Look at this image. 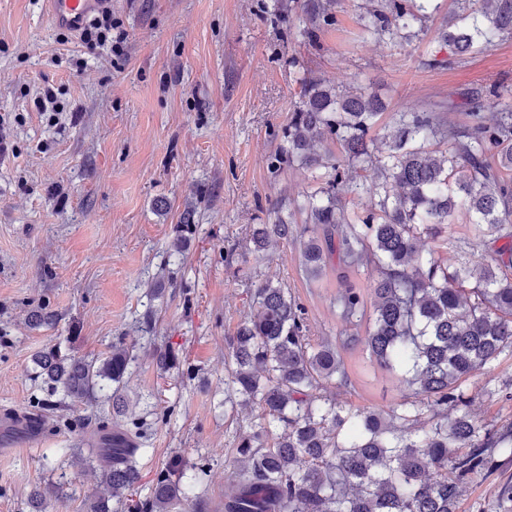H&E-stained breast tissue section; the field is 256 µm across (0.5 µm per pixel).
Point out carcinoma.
I'll use <instances>...</instances> for the list:
<instances>
[{
    "label": "carcinoma",
    "instance_id": "1",
    "mask_svg": "<svg viewBox=\"0 0 512 512\" xmlns=\"http://www.w3.org/2000/svg\"><path fill=\"white\" fill-rule=\"evenodd\" d=\"M457 10L440 33L455 54L467 56L512 37V0H455ZM331 0H302L300 35L338 22ZM364 31L393 41L430 18L438 0H353ZM471 124L460 128L437 110L395 113L393 130L374 133L383 106L358 81L336 92L313 76L302 80L300 102L285 129L286 146L271 168L299 161L317 170L316 186L298 208L307 213L297 226L276 217L256 224L254 252L273 242L300 244L301 264L312 278L345 267L371 270L368 292L347 282L339 301L346 329H365L363 341L376 362L400 374L404 398L387 410L357 408L336 399L350 376L341 351L325 338L309 335L307 311L289 288L270 282L250 292L253 312L224 337L230 378L224 401L253 409L236 432L240 469L224 512H459L472 482L512 461V421L484 422L472 411L476 393L465 387L479 374L493 381L495 363L512 352V102L492 85L483 97L465 101ZM499 111L485 122L482 112ZM448 142L440 155L430 140ZM325 147L324 153L314 150ZM339 154H334L331 147ZM372 168L378 182L373 200L348 213L346 195L363 185L345 169ZM464 218L484 243H509L494 255L474 254L448 265L442 248L455 220ZM423 236L438 242L422 252ZM473 287H466L467 283ZM58 315L45 306L29 313L35 328L53 327ZM134 356L123 343L105 357H79L54 345L36 355L46 397L39 409L92 406L104 397L119 405L120 388ZM158 369L177 363L170 349L154 354ZM132 445L90 441L86 463L99 468L112 493L133 490L142 474L136 454L146 438L145 423L124 429ZM197 481L201 466L187 467L179 455L156 472L149 492L127 512H205L190 497L183 479ZM53 484L28 494L31 512H45Z\"/></svg>",
    "mask_w": 512,
    "mask_h": 512
}]
</instances>
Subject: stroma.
Segmentation results:
<instances>
[{
    "instance_id": "stroma-1",
    "label": "stroma",
    "mask_w": 512,
    "mask_h": 512,
    "mask_svg": "<svg viewBox=\"0 0 512 512\" xmlns=\"http://www.w3.org/2000/svg\"><path fill=\"white\" fill-rule=\"evenodd\" d=\"M288 0H112V16L127 32L125 53L87 49L78 36L61 40L41 0H0V512H28L33 486L63 481L62 499L47 512H87L91 497L108 495L98 472L74 466L52 471L45 457L95 434L99 418L113 427L132 420L156 425L140 461V493L174 454L209 470L197 485L209 512H224L238 467L235 431L249 411L224 402V338L251 312L249 291L269 281L291 288L309 316L312 336L342 326L335 275L308 281L295 241L255 258L253 225L275 217L304 225L296 202L313 172L298 163L271 173L284 143L304 74L344 89L368 86L388 105L376 123L384 133L397 112L430 103H457L448 121L471 119L466 98L498 85L512 96V38L459 58L436 37L454 0L421 29L394 43L368 37L352 0H337L339 22L316 39L298 38ZM82 57L73 68L72 56ZM53 87L60 115L35 100ZM192 223L190 231L181 226ZM188 245L179 254L178 235ZM232 262H225V254ZM161 282L153 297L149 285ZM43 305L58 313L52 329L26 322ZM152 321H145V313ZM132 347L135 360L121 383L124 414L111 404L77 407L84 421L71 429L42 412V435L27 446L10 421L27 413L42 391L33 380L35 354L68 343L93 357L113 343ZM156 347L172 348L177 367L161 372ZM346 362L356 382L350 404L384 408L404 388L368 353ZM495 381L473 410L485 422L512 421V355L497 362ZM512 484V462L470 488L460 512L493 505Z\"/></svg>"
}]
</instances>
